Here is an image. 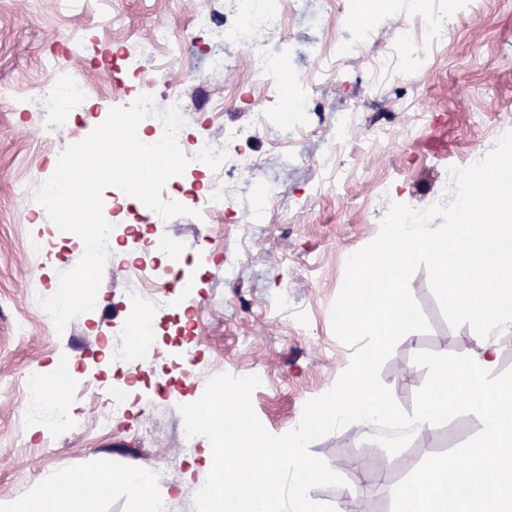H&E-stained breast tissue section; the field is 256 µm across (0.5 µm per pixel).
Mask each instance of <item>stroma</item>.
<instances>
[{
	"instance_id": "stroma-1",
	"label": "stroma",
	"mask_w": 512,
	"mask_h": 512,
	"mask_svg": "<svg viewBox=\"0 0 512 512\" xmlns=\"http://www.w3.org/2000/svg\"><path fill=\"white\" fill-rule=\"evenodd\" d=\"M200 2L98 0L82 9L73 0H0V381L13 387L11 396L0 398V508L27 503L45 479L66 485L75 475L93 479L106 470L116 476L106 493L60 500L58 512H142V503L121 480L136 472L152 474L154 499H170L180 512H195L192 491L207 477L197 457L203 441L184 438L180 406L203 395L211 377L258 368L269 384L253 392V410L271 434L288 433L306 402L329 391L349 364L352 351L335 336L330 307L348 257L379 234L388 204L378 197L377 183L391 181L405 205L424 206L445 191L450 165L461 163L472 149L491 151L500 133L512 129V0H481L438 47L427 73L386 83L365 97L359 124L340 147L336 120L363 97L364 65L346 62L337 85L323 91V112L301 114L303 135L289 146H276L274 129L256 123L257 112L271 110L273 101L259 87L252 99L239 96L252 77L247 52L227 47L232 65L208 70L210 36L194 28ZM340 7L350 12L356 4L303 0L287 15L284 29L265 40L283 50L296 75L310 77L317 66L314 49L333 35ZM416 8V0H393L376 22L369 54H382ZM159 25L183 39L184 49L180 69L151 82L156 101H163L171 81L196 82L188 136L245 132L259 166L250 183L228 186L232 218L201 222L184 214L148 225L154 237L175 244L168 264L183 268L198 287L197 294L181 295L154 317L148 359L166 370L183 353L176 324L183 316L194 328L189 348L207 369L182 395L133 404L125 418L103 432L93 412L109 402L105 386L125 376L105 359L103 347L106 340L117 343L129 335L130 299L141 285L132 275L115 274L116 267L130 266L138 255L127 235L134 220L125 209L111 210L108 220L119 248L105 265L95 307L72 319L66 331H57L38 299L55 292L60 273L79 262L84 246L57 230L35 191L77 133L50 120L37 102L43 89L60 83L71 67L100 79L97 61L120 45L140 51ZM66 43L72 54L61 71H48L45 58ZM489 85L494 88L490 102L484 95ZM478 110L483 122L475 125L470 116ZM420 111L426 114L425 129L406 142L401 131ZM385 115L391 139L368 146L370 123ZM320 181L325 189L317 195L313 188ZM21 182L28 187L23 197L13 192ZM262 208L266 223H242V216ZM230 247L242 257L227 280L214 271ZM409 287L429 329L403 336L380 370L381 381L408 413L427 379L416 354H453L476 346L471 326L452 327L443 316L426 269L413 274ZM21 321L28 330L23 338L15 333ZM64 363L74 365L75 384L59 395L51 385ZM484 424L481 411L462 410L438 427L415 429L410 443L395 454L374 442L375 425L358 434L336 430L312 443L310 451L343 483L312 488L309 497L335 512H370L432 460H466ZM187 446L192 455H181Z\"/></svg>"
}]
</instances>
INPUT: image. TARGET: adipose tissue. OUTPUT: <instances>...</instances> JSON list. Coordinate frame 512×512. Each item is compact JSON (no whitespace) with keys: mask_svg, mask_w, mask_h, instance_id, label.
I'll use <instances>...</instances> for the list:
<instances>
[{"mask_svg":"<svg viewBox=\"0 0 512 512\" xmlns=\"http://www.w3.org/2000/svg\"><path fill=\"white\" fill-rule=\"evenodd\" d=\"M498 348L482 345L479 351H467L454 356L450 364L437 365L434 371L433 393L427 397L414 424L432 428L447 421L462 406L477 407L487 413L484 438L479 448L468 456L469 496L463 502V512H512V500L494 499L484 493L486 485L502 475V463L512 449L502 443L505 417H512V377L495 376ZM456 367L461 381L456 391L448 389V369ZM483 386L482 398L470 395L472 384ZM387 404L383 393L372 387L361 367H353L341 381L336 394L321 405V412L334 415L354 432H362L372 414H383ZM447 463H434L423 476L399 487L395 492L396 512H448V495L444 476Z\"/></svg>","mask_w":512,"mask_h":512,"instance_id":"ef3b65f1","label":"adipose tissue"}]
</instances>
